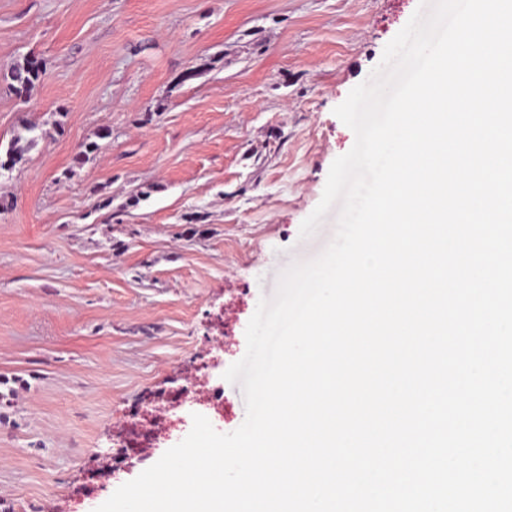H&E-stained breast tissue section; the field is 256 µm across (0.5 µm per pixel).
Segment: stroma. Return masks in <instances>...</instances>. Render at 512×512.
Masks as SVG:
<instances>
[{
  "label": "stroma",
  "mask_w": 512,
  "mask_h": 512,
  "mask_svg": "<svg viewBox=\"0 0 512 512\" xmlns=\"http://www.w3.org/2000/svg\"><path fill=\"white\" fill-rule=\"evenodd\" d=\"M419 0H0V512H95L179 441L99 477L139 411L246 415L224 380L355 143L334 113ZM47 71L26 94L4 77ZM98 148L83 163V144ZM220 387L226 413L175 391ZM45 62L36 56L25 57L17 63L8 74L10 88L21 95L28 87L38 81L45 73Z\"/></svg>",
  "instance_id": "stroma-1"
}]
</instances>
